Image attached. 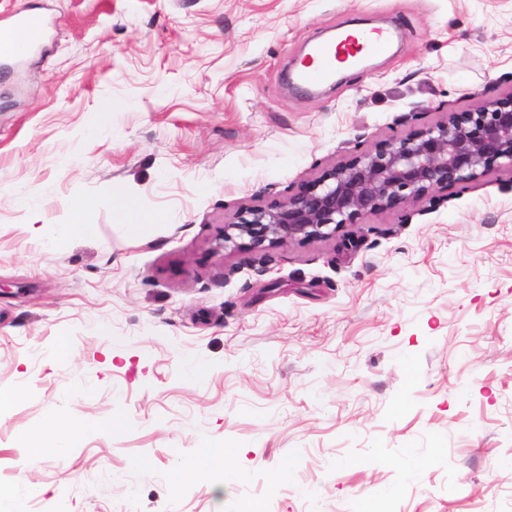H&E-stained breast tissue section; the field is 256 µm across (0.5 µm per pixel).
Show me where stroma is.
<instances>
[{
	"instance_id": "1",
	"label": "stroma",
	"mask_w": 512,
	"mask_h": 512,
	"mask_svg": "<svg viewBox=\"0 0 512 512\" xmlns=\"http://www.w3.org/2000/svg\"><path fill=\"white\" fill-rule=\"evenodd\" d=\"M20 13L44 36L0 58V478L25 512H512V167L212 250L242 211L512 92V0H0V25ZM377 25L391 52L291 84L313 41ZM74 196L97 232L58 253L33 228ZM62 422L66 459L17 441ZM207 443L236 482L197 470Z\"/></svg>"
}]
</instances>
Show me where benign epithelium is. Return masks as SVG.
Listing matches in <instances>:
<instances>
[{
  "instance_id": "obj_1",
  "label": "benign epithelium",
  "mask_w": 512,
  "mask_h": 512,
  "mask_svg": "<svg viewBox=\"0 0 512 512\" xmlns=\"http://www.w3.org/2000/svg\"><path fill=\"white\" fill-rule=\"evenodd\" d=\"M504 162L512 165V92L380 140L275 206L245 210L238 221L224 225L214 250L244 237L258 252L285 241L329 237L366 215L415 205L437 191L474 182Z\"/></svg>"
}]
</instances>
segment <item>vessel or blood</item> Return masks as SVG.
Segmentation results:
<instances>
[{
	"instance_id": "b4317fda",
	"label": "vessel or blood",
	"mask_w": 512,
	"mask_h": 512,
	"mask_svg": "<svg viewBox=\"0 0 512 512\" xmlns=\"http://www.w3.org/2000/svg\"><path fill=\"white\" fill-rule=\"evenodd\" d=\"M40 36L41 24L37 19L19 17L13 24L0 28V54L24 56L37 46ZM388 43L387 34L376 32L364 38L342 35L336 41L317 44L312 62L300 70L298 80L310 87L320 85L332 76L337 63L358 64L363 57L384 51Z\"/></svg>"
}]
</instances>
